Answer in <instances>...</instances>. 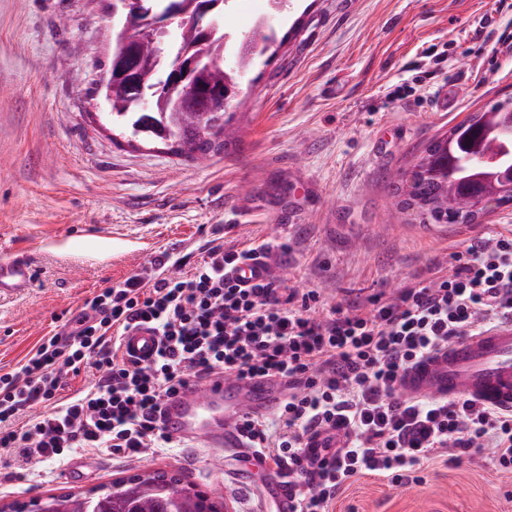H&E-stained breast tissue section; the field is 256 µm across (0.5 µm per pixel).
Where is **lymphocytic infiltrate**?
I'll list each match as a JSON object with an SVG mask.
<instances>
[{"label":"lymphocytic infiltrate","mask_w":512,"mask_h":512,"mask_svg":"<svg viewBox=\"0 0 512 512\" xmlns=\"http://www.w3.org/2000/svg\"><path fill=\"white\" fill-rule=\"evenodd\" d=\"M270 252L268 244L225 248L210 240L190 270L168 253L101 289L18 366L0 373V451L29 471L77 450L121 458L168 447L158 423L166 400L189 380L215 374L286 381L272 415H244L240 431L257 458L285 469L296 512H329L354 478L421 484L425 462L456 464L493 451L512 472V411L464 397L402 395L406 370L461 336L512 322V229L471 239L451 272L364 301L325 303L313 288L267 276L241 285L229 267ZM151 323L155 359H128L121 338ZM93 382L68 390L69 378ZM335 432L340 447L321 460L304 453L308 434Z\"/></svg>","instance_id":"f902f5d3"}]
</instances>
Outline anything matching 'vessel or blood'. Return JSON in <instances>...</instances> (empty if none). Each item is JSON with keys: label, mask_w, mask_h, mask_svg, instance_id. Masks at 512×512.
<instances>
[{"label": "vessel or blood", "mask_w": 512, "mask_h": 512, "mask_svg": "<svg viewBox=\"0 0 512 512\" xmlns=\"http://www.w3.org/2000/svg\"><path fill=\"white\" fill-rule=\"evenodd\" d=\"M269 259L241 263L233 277L250 285L271 272ZM33 280L30 266L17 258L0 259V294L26 291ZM160 347L157 332L141 325L122 337L124 353L148 362ZM405 394L417 397H471L512 410V322L474 336H462L448 348L434 352L413 366L403 380ZM288 389L279 380L214 377L194 381L167 400L160 416L164 431L173 439L201 448H245L238 428L242 413L274 411ZM265 469L264 489L275 512H293L294 492L286 472L265 468L251 459L240 476L251 481L254 469Z\"/></svg>", "instance_id": "obj_1"}]
</instances>
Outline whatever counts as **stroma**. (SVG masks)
Instances as JSON below:
<instances>
[{
	"instance_id": "35a3bbf8",
	"label": "stroma",
	"mask_w": 512,
	"mask_h": 512,
	"mask_svg": "<svg viewBox=\"0 0 512 512\" xmlns=\"http://www.w3.org/2000/svg\"><path fill=\"white\" fill-rule=\"evenodd\" d=\"M111 5L0 0V258L35 271L30 291L0 296V369L161 251L193 264L215 238L268 243L284 287L334 304L426 280L472 238L512 226V205L474 224L419 223L394 206L388 180L434 137L512 95V0H291L272 19L284 43L242 80L249 106L234 116L233 142L203 162L113 128L96 89ZM90 457L97 475L72 485L58 461L10 479L0 452V505L148 468L216 492L228 512L258 499L234 448ZM423 476L410 488L359 477L331 510L512 512V473L485 455L429 463Z\"/></svg>"
}]
</instances>
